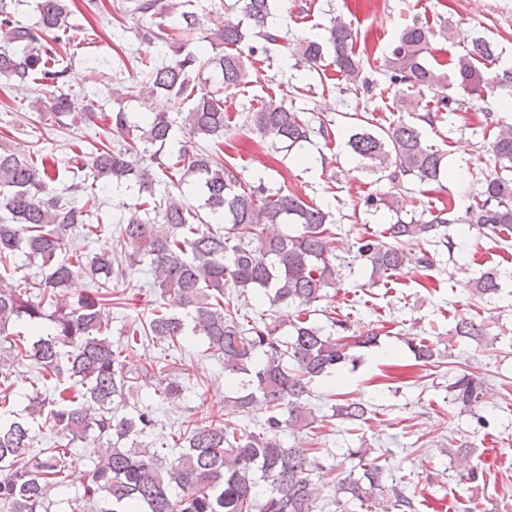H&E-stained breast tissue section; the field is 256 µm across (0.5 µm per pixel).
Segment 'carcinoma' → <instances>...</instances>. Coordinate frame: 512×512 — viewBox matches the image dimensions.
<instances>
[{
    "label": "carcinoma",
    "mask_w": 512,
    "mask_h": 512,
    "mask_svg": "<svg viewBox=\"0 0 512 512\" xmlns=\"http://www.w3.org/2000/svg\"><path fill=\"white\" fill-rule=\"evenodd\" d=\"M274 0H234L208 21L194 9L195 0H119L115 15L149 20L136 31L135 56L90 55L86 69L110 68L115 76L134 73L140 79L138 96L163 95L181 105L189 135L202 142L221 143L231 123L223 92L249 83L248 63L281 47L297 70L318 72L326 58L355 91L368 93L364 60L353 48L350 24L330 19L317 39L288 38L273 23ZM26 0H0V77L17 86H35L32 101L37 121L50 114L62 127L89 126L108 121L124 143L118 149L86 153L76 149L75 168L83 179L63 184L40 149L22 155L0 143V512H51L52 497L66 483L68 471L83 463L86 453L75 443L90 437L102 442L93 449V470L83 492L70 501V512H84L96 500L100 512H317L324 499L313 481L321 468L313 449L286 448L283 428L296 433L314 428L315 418L303 411L313 381L335 375L351 361V349L376 343L368 333L348 336L323 334L300 315L339 284V267L332 250L331 215L316 204L282 189L270 193L263 184H244L234 166L215 160L208 150L186 145L163 162L175 121L168 112L130 116L121 106L107 112L100 99L89 95L76 106L72 63L54 46L74 50L97 36L71 21L68 0H34L36 21L17 18ZM435 32L417 23L404 28L388 54L382 71L397 88L398 111L410 98L439 93L437 111H454L459 100L446 93L448 74L426 65ZM495 59V46L483 37L472 40L465 53L451 60L458 87L481 96L502 82H512V70L483 74L477 60ZM262 139L271 144L300 147L316 133L332 138L330 124L319 128L288 107L282 99L260 101L247 116ZM347 146L371 171L392 182L414 178L438 182L445 173L447 151L428 143L417 124L399 119L376 131L370 119L356 117ZM495 170L484 182L481 200L466 210V220L495 238L512 232V126L500 129L490 142ZM172 171L178 195L155 193V168ZM125 188L143 208V216L121 223L117 242L131 252L124 258L106 244L112 225L92 223L98 191ZM79 196L84 202L76 201ZM197 204H192V201ZM364 205L392 212L402 209L395 195L368 196ZM460 223L451 208H442L424 223L402 218L377 234L357 239L356 257L368 263L370 278L379 283L404 271H426L433 257L402 247L406 241L430 242L440 229ZM23 255L43 274L14 285ZM136 269L164 304L148 320L131 323L122 348L110 338L112 280ZM76 278L96 288L73 299L69 288ZM501 272L486 271L468 282L472 298L500 291ZM256 291L274 306L297 309L291 322L240 321L231 296ZM30 327L26 336L16 331ZM202 336L208 350L222 358L233 395L224 406L248 414L270 412L260 431L246 432L229 421L206 416L179 436L169 455L142 444L154 417L145 408L121 411L119 402L131 388L124 372L125 355L151 338L175 349L186 337ZM452 335L479 342L486 332L468 317L455 320ZM415 358L430 364L441 357L438 342L427 337L407 341ZM39 369L41 387L27 395L25 414L11 410L12 378L24 361ZM187 368L173 372L161 386L166 399L187 389ZM455 403L466 406L484 397V384L465 373L448 385ZM367 406L346 400L336 405V417L350 422L365 419ZM44 420L56 430L52 448L29 453L33 423ZM463 465L460 480L475 483L482 471L473 463L476 448L463 441L451 449ZM358 463L336 487L340 512L348 504L365 505L379 494L393 499L396 512H413L402 489L387 485L383 465L362 448Z\"/></svg>",
    "instance_id": "carcinoma-1"
}]
</instances>
